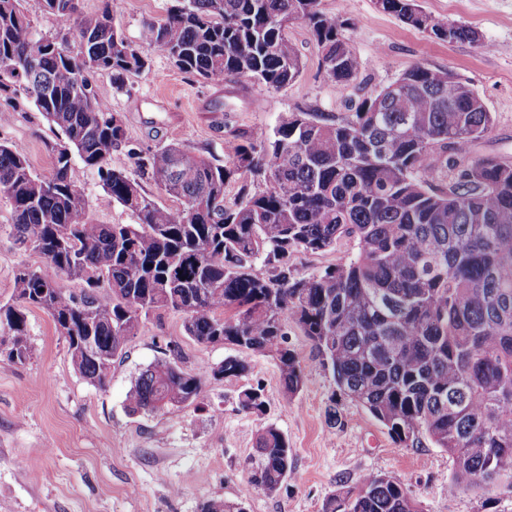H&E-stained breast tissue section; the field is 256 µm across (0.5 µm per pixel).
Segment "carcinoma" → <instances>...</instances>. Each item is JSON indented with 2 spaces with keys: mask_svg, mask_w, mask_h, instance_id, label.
<instances>
[{
  "mask_svg": "<svg viewBox=\"0 0 512 512\" xmlns=\"http://www.w3.org/2000/svg\"><path fill=\"white\" fill-rule=\"evenodd\" d=\"M24 0H0V92L21 88L65 141L51 174H36L27 155L0 140V189L10 203L17 244L45 267L14 273L15 301L0 305L8 357L36 354L27 312L41 308L65 336L72 363L102 386L130 337L153 314L185 315L184 331L202 344L234 348L210 369L233 379L245 356L280 352L287 395L305 369L286 347L298 325L322 357L336 387L363 407L395 443L423 440L453 458L450 487L512 479V164L470 159L493 115L471 85L446 69L417 64L341 116L292 112L270 131L230 129L229 164L184 143L145 152L128 148L124 120L89 87L96 72L115 84L149 69L148 54L115 25L119 0L85 12L80 0H43L77 51L36 31ZM384 11L448 43L478 41L474 29L446 24L417 0H380ZM321 0H173L164 19L149 21L150 50L177 69L211 83L248 76L280 90L303 71L288 26L306 23L330 81L348 83L362 65ZM128 148L135 169L114 168ZM96 171L103 190L136 215V224H95L72 177V159ZM444 174L441 183L434 176ZM241 185L232 205L226 189ZM153 182L181 202L152 199ZM357 252L301 274L293 252ZM262 263L268 277L255 272ZM66 277L84 285L76 293ZM110 291L102 293L99 288ZM205 375L183 370L178 356L142 370L127 407L153 413L204 398ZM240 409L265 406L262 389L246 388ZM292 467V449L271 424L244 462L240 499H208L199 512H242L252 490L273 492ZM323 512H421L407 488L367 472L356 486L329 496Z\"/></svg>",
  "mask_w": 512,
  "mask_h": 512,
  "instance_id": "cac0c4a2",
  "label": "carcinoma"
}]
</instances>
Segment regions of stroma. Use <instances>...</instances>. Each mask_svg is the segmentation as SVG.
I'll list each match as a JSON object with an SVG mask.
<instances>
[{
  "mask_svg": "<svg viewBox=\"0 0 512 512\" xmlns=\"http://www.w3.org/2000/svg\"><path fill=\"white\" fill-rule=\"evenodd\" d=\"M169 0H126L116 26L132 44L145 46L148 20L162 19ZM427 14L476 29L483 46L429 37L384 12L375 0H321L342 23L341 36L364 69L349 84L331 82L305 24L288 36L304 62L301 76L279 91L235 77L205 83L175 68L163 55L150 70L115 85L93 76L98 95L123 116L130 145L146 150L183 142L224 160L226 129L273 128L281 115L309 111L340 114L350 102L371 96L416 64L449 68L467 80L494 118L473 143L471 157L492 156L512 164V0H418ZM224 125L211 124L216 105ZM0 140L22 148L33 170L49 174L61 134L50 127L23 93L0 95ZM84 187L88 216L101 224H131L134 215L113 201L96 172L74 163ZM10 204L0 195V304L14 298L20 265L40 268L43 257L15 245ZM33 359L11 362L0 346V512H199L212 497L237 499L246 474L243 463L260 430L276 425L287 436L293 464L279 489L254 490L248 512H322L333 493L354 487L366 472L390 476L408 489L423 512H512V482L484 488L450 489L453 460L425 444L403 448L362 407L342 397L312 342L289 324L287 346L306 369L304 387L285 397L276 360L251 354L238 379L207 378L204 401L154 413H132L126 395L139 373L177 345L180 365L198 372L221 362L230 350L186 336L184 316L168 312L144 321L112 365L104 386L87 382L74 368L68 344L43 310L31 309ZM261 387L264 413L240 410L243 388ZM340 420L329 424V408Z\"/></svg>",
  "mask_w": 512,
  "mask_h": 512,
  "instance_id": "35a3bbf8",
  "label": "stroma"
}]
</instances>
